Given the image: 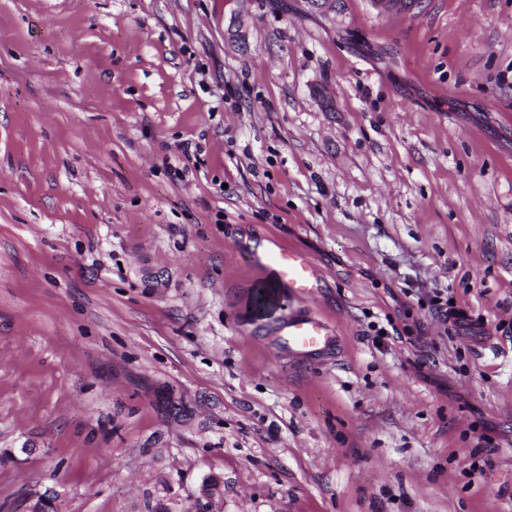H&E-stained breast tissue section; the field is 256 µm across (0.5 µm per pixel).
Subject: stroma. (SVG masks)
<instances>
[{
    "label": "stroma",
    "mask_w": 512,
    "mask_h": 512,
    "mask_svg": "<svg viewBox=\"0 0 512 512\" xmlns=\"http://www.w3.org/2000/svg\"><path fill=\"white\" fill-rule=\"evenodd\" d=\"M298 310L337 359L279 351ZM211 474L216 512H512V0H0V512ZM246 259L271 270L276 279L295 294L312 296L320 288L313 260L301 251L277 247L262 254L248 253Z\"/></svg>",
    "instance_id": "obj_1"
}]
</instances>
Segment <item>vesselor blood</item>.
Masks as SVG:
<instances>
[{
	"label": "vessel or blood",
	"instance_id": "obj_1",
	"mask_svg": "<svg viewBox=\"0 0 512 512\" xmlns=\"http://www.w3.org/2000/svg\"><path fill=\"white\" fill-rule=\"evenodd\" d=\"M246 259L271 270L276 279L295 294L311 296L319 287L316 266L301 251L277 247L261 254H247ZM276 340L283 354L299 362L327 360L342 344L337 329L322 316L309 311L288 314L277 330Z\"/></svg>",
	"mask_w": 512,
	"mask_h": 512
}]
</instances>
